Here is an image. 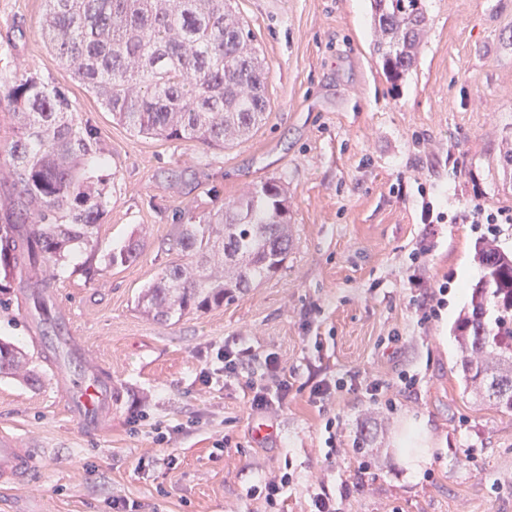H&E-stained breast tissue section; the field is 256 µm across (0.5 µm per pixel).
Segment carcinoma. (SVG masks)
I'll use <instances>...</instances> for the list:
<instances>
[{"label":"carcinoma","mask_w":512,"mask_h":512,"mask_svg":"<svg viewBox=\"0 0 512 512\" xmlns=\"http://www.w3.org/2000/svg\"><path fill=\"white\" fill-rule=\"evenodd\" d=\"M41 36L73 79L112 118L150 137L196 139L211 147L250 135L267 112L266 77L254 36L231 0H45ZM373 51L387 79L416 64L426 16L422 0H371ZM17 139L0 184L13 197L0 215V272L22 278L42 335L56 342L63 325L48 315L51 280L70 249H93L106 204L87 176L97 132L78 122L67 97L24 73L4 86ZM288 200L265 182L223 212L177 225L173 261L142 291L138 306L166 323L232 303L274 276L291 248ZM132 241L108 265L139 255ZM480 276L452 334L463 391L512 412V253L476 242ZM29 359L0 338V375L28 371Z\"/></svg>","instance_id":"obj_1"}]
</instances>
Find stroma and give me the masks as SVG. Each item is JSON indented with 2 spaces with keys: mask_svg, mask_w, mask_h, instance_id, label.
<instances>
[{
  "mask_svg": "<svg viewBox=\"0 0 512 512\" xmlns=\"http://www.w3.org/2000/svg\"><path fill=\"white\" fill-rule=\"evenodd\" d=\"M423 4L418 62L394 85L373 51L370 0H234L265 66L269 109L246 140L219 150L113 121L43 42L45 0H0V81L37 74L97 132L88 171L108 191L100 251L59 262L52 313L110 372L115 393L86 434L11 292L0 337L31 353L38 380L0 376V430L35 443L44 468L29 486L0 488V512H113L116 498L132 512H311L315 493L345 483L354 491L341 512H512V413L464 394L451 332L480 276L476 240L493 235L512 252V223L473 219L478 204L512 209V0ZM270 180L290 206L283 268L208 313L145 317L137 296L176 260V225ZM132 238L140 256L105 267L104 254ZM89 263L100 275L85 274ZM425 302L439 316L424 324ZM227 344L253 355L241 379L218 369ZM271 353L292 388L287 405L263 412L244 381L267 384ZM403 371L417 377L413 392L400 389ZM349 372L387 380V402L345 392L313 401L319 381ZM408 411L427 416L434 436L411 479L392 451ZM259 422L271 437L253 438ZM285 472L278 507L251 495Z\"/></svg>",
  "mask_w": 512,
  "mask_h": 512,
  "instance_id": "obj_1",
  "label": "stroma"
}]
</instances>
